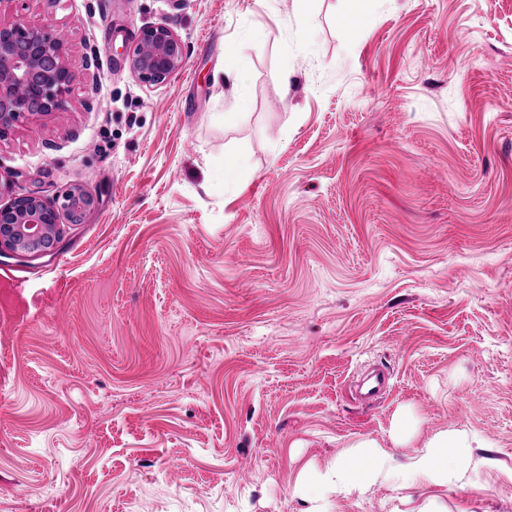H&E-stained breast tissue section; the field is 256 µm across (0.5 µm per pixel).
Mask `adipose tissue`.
<instances>
[{
    "label": "adipose tissue",
    "mask_w": 512,
    "mask_h": 512,
    "mask_svg": "<svg viewBox=\"0 0 512 512\" xmlns=\"http://www.w3.org/2000/svg\"><path fill=\"white\" fill-rule=\"evenodd\" d=\"M388 437L393 444L418 443L408 463L394 464L385 447L374 439H358L339 453L322 473L319 481L321 500L330 494L363 496L382 484L401 490L418 481L431 487L462 490L471 484L478 463L473 450L479 447L476 435L458 428L438 430L419 437L406 410L392 417Z\"/></svg>",
    "instance_id": "ef3b65f1"
}]
</instances>
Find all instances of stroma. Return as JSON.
<instances>
[{"mask_svg":"<svg viewBox=\"0 0 512 512\" xmlns=\"http://www.w3.org/2000/svg\"><path fill=\"white\" fill-rule=\"evenodd\" d=\"M346 7L0 0L75 75L0 132V207L96 201L0 256V512H312L303 478L401 408L483 442L414 506L512 512V0H371L351 35ZM145 25L185 46L161 84L119 53Z\"/></svg>","mask_w":512,"mask_h":512,"instance_id":"1","label":"stroma"}]
</instances>
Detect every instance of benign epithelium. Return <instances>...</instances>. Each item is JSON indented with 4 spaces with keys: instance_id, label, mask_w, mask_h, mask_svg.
<instances>
[{
    "instance_id": "obj_1",
    "label": "benign epithelium",
    "mask_w": 512,
    "mask_h": 512,
    "mask_svg": "<svg viewBox=\"0 0 512 512\" xmlns=\"http://www.w3.org/2000/svg\"><path fill=\"white\" fill-rule=\"evenodd\" d=\"M64 41L39 21L23 15L0 23V130L15 122L65 107L74 76ZM130 69L145 84H160L185 60L182 40L160 25H145L135 39L122 46ZM94 198L71 187L56 199L27 195L0 207V253L23 258L54 252L62 238V219L84 223L94 209Z\"/></svg>"
}]
</instances>
